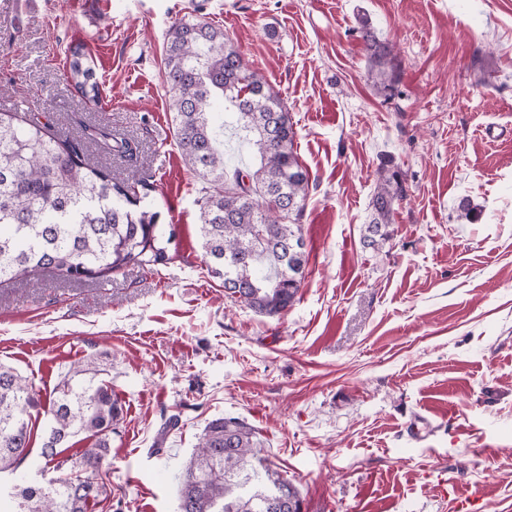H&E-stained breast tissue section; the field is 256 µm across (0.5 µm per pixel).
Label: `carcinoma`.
<instances>
[{"label": "carcinoma", "instance_id": "1", "mask_svg": "<svg viewBox=\"0 0 512 512\" xmlns=\"http://www.w3.org/2000/svg\"><path fill=\"white\" fill-rule=\"evenodd\" d=\"M365 50L378 68L376 86L386 93L395 71L389 43L362 21ZM69 74L90 100L99 97L92 57L84 44L69 48ZM165 69L176 139L185 163L198 175L200 231L213 272L224 278L232 300L254 312L278 315L291 307L307 263L298 217L310 176L294 149L295 132L283 99L248 63L224 31L196 18L183 19L166 34ZM236 116L231 135L260 158V166L227 170L225 125H214L215 101ZM105 157L137 161L139 142L117 137L105 125H89L83 140L57 136L50 122L19 112H0V284L47 271L66 281L101 278L129 265L154 271L170 260L171 236L150 204L152 176L116 180L92 166L85 148ZM406 197L405 180L383 167L366 224L367 245L389 239L394 204ZM294 203L288 210L284 204ZM86 374L70 365L45 410L41 446L45 466L63 472L75 463L83 475L46 485L15 484L0 495L12 512H87L109 499L100 478L111 448L113 426L123 407L106 383L74 384ZM33 404L29 384L16 369L0 364V474H12L31 446ZM79 432L94 439L76 461L60 448ZM288 498L285 512H302L300 492L279 471L257 432L239 418L211 420L185 463L179 512H271Z\"/></svg>", "mask_w": 512, "mask_h": 512}]
</instances>
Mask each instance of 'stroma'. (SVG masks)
<instances>
[{
    "instance_id": "stroma-1",
    "label": "stroma",
    "mask_w": 512,
    "mask_h": 512,
    "mask_svg": "<svg viewBox=\"0 0 512 512\" xmlns=\"http://www.w3.org/2000/svg\"><path fill=\"white\" fill-rule=\"evenodd\" d=\"M185 17L223 29L284 99L310 175L305 280L278 316L233 304L209 270L163 62ZM364 18L395 46L392 92L371 80ZM79 42L95 106L67 80ZM0 102L73 140L88 124L138 140L137 164L110 171L153 175L173 232L154 272L0 285V363L35 398L26 477H57L43 411L78 362L124 410L112 495L88 512H178L182 468L218 417L261 432L303 512H458L464 497L512 512V0H0ZM387 162L407 196L372 249Z\"/></svg>"
}]
</instances>
